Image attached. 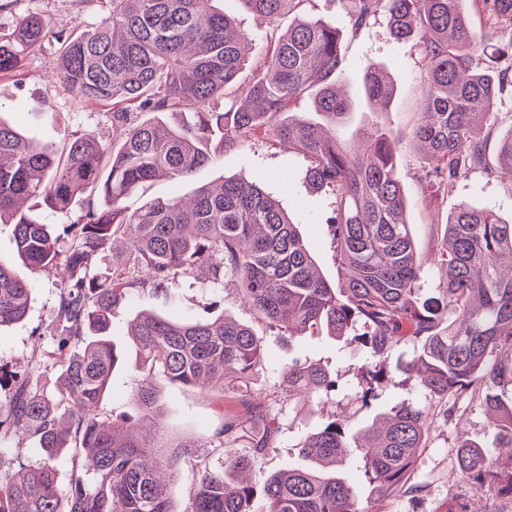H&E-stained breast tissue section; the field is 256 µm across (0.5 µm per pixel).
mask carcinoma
I'll list each match as a JSON object with an SVG mask.
<instances>
[{
	"label": "carcinoma",
	"instance_id": "cac0c4a2",
	"mask_svg": "<svg viewBox=\"0 0 512 512\" xmlns=\"http://www.w3.org/2000/svg\"><path fill=\"white\" fill-rule=\"evenodd\" d=\"M213 2L111 0L112 10L96 27L57 35L53 75L75 103L112 106L118 143L90 135L61 146L38 142L0 118V223L14 225L23 262L20 268L0 263V328L26 318L30 275L54 269L63 284L45 330L49 348L26 374H0V386L11 381L14 388L0 419V444L21 433L39 451L20 471L0 472V512H172L167 484L186 468L196 479L185 512H360L354 486L341 476L347 449L359 452L360 472L379 503L418 489L411 478L427 448L426 402L448 395L481 398L496 415L493 447L512 449V360H496L512 353V273L498 266L502 254L512 255V223L491 208L458 204L436 251L448 269L446 287L420 302L422 268L396 167L399 145L408 138L426 176L447 186L475 169H501L512 178V129L496 142L495 167L486 159L499 120L495 105L512 97V52L493 46L488 31L512 25V0H472L485 18L480 32L463 8L466 0H341L351 32L384 16L393 39L417 38L421 45L418 122L406 135L375 124L362 152L295 112L309 95L332 125L352 110L349 97L336 90L345 53L336 29L319 19L295 21L257 59L254 77L240 84L248 35ZM242 2L275 21L300 0ZM47 27L43 16L30 14L0 31V74L19 68ZM363 89L379 111H389L393 85L383 68L367 70ZM215 97L224 98V111L204 109ZM135 112L160 117L135 122ZM252 139L301 152L305 178L335 195L324 223L331 228L337 284L319 274L279 201L244 178L203 184L188 197L157 198L132 212L125 206L156 179H188L210 165L217 150ZM31 199L75 219L59 228L49 224L20 209ZM123 238L129 260L150 279L125 262L100 268L102 256ZM201 268L219 288L235 282L241 299L281 340L323 332L354 336L381 365L400 343L419 345L395 369L419 380L425 403L394 404L367 445L345 420L330 419L301 446L312 466L236 486L280 432L268 410L247 398L265 362V338L222 314L174 320L144 313L129 332L142 358L141 415L101 419L96 407L119 361L109 336L112 311L147 286L170 298L169 284ZM284 376L299 398L317 406L350 390L306 358L289 361ZM157 377L219 392L240 408H219L220 425L208 442H167L152 422ZM240 440L250 454L230 451ZM67 448L70 477L62 489L52 462ZM217 453L224 461L214 469L208 458ZM489 467L486 447L460 445V479L480 486Z\"/></svg>",
	"mask_w": 512,
	"mask_h": 512
}]
</instances>
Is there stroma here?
Listing matches in <instances>:
<instances>
[{
    "instance_id": "1",
    "label": "stroma",
    "mask_w": 512,
    "mask_h": 512,
    "mask_svg": "<svg viewBox=\"0 0 512 512\" xmlns=\"http://www.w3.org/2000/svg\"><path fill=\"white\" fill-rule=\"evenodd\" d=\"M225 15L251 32L254 41L245 55L241 80H248L261 50L277 41L295 19L314 17L336 27L342 34L345 60L336 72L338 84L347 86L353 110L348 121L336 129L347 146H359L363 128L378 118L367 103L361 87L365 70L372 65L385 67L394 81L389 121L395 128L409 130L417 119L422 85V62L415 42L390 38L385 18L371 21L358 33H351L348 18L339 0H301L289 14L270 22L248 12L241 0H220ZM110 10V0H13L11 8L0 14V28L13 27L22 17L38 13L47 18L49 33L39 49L30 53L18 71L0 76V116L26 136L63 145L65 139L91 133L111 140L112 126L106 107L78 106L59 81L49 77V64L55 56L57 33L82 32L95 26ZM307 162L298 153L268 146L253 140L242 148L224 152L217 160L199 170L192 181L160 179L130 195L129 209L140 208L157 197L175 198L189 194L193 187L216 183L225 177H244L255 181L277 198L299 227L315 264L329 281L338 271L323 215L331 211L335 198L317 190L304 176ZM399 174L410 201L408 218L412 224L419 258L424 267L421 298L438 296L446 281L444 269L433 260L435 247L443 232L440 218L459 203L495 209L503 220L512 219V182L482 172L471 173L466 180L444 187L425 177L417 152L403 142L398 156ZM33 303L27 318L0 330V367L20 372L32 363L40 344L39 334L52 318L59 296L55 271L33 275ZM175 303H167L151 291L139 292L125 300L112 315V338L122 352V360L112 374L98 410L102 416L118 419L139 413L135 392L140 380V358L129 336V322L137 314L154 312L173 319H203L209 310L249 325L266 338L269 356L263 370L253 377L249 394L275 415L280 433L260 467L253 470V482L281 468L301 464L299 445L336 414L348 416L353 430L360 431L397 402L419 403L423 391L411 375L398 372L392 380L373 385L377 394L370 408H363L355 396L341 404L331 402L316 407L289 398L282 369L297 357L320 361L324 368L351 387L370 384L367 363L360 346L353 341H336L326 336L295 338L285 344L278 340L254 312L244 305L232 284L216 288L193 277L174 285ZM157 416L164 434L173 438L207 436L219 422L212 393L156 379ZM462 421L453 425L443 416L444 403L429 407L431 424L428 446L414 466V480L424 486L417 495L404 494L384 507L383 512H512V496L501 487L512 478V457L507 452H492L491 474L480 486L460 480L456 473V454L462 441L492 444L491 421L478 402L467 399L458 404Z\"/></svg>"
}]
</instances>
